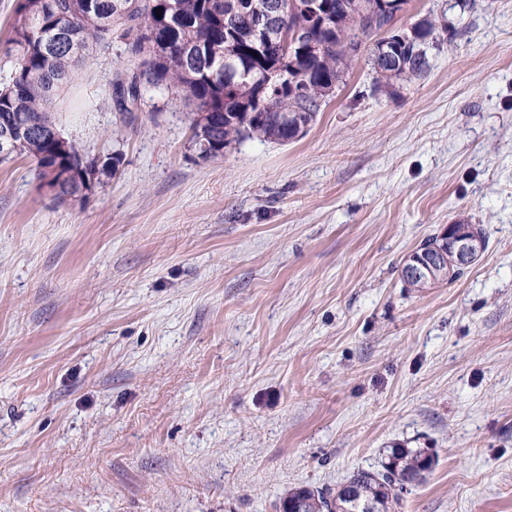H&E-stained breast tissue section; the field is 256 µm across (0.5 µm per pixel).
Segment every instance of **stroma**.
<instances>
[{"mask_svg": "<svg viewBox=\"0 0 512 512\" xmlns=\"http://www.w3.org/2000/svg\"><path fill=\"white\" fill-rule=\"evenodd\" d=\"M457 26L421 77L367 58L307 131L201 161L191 104L118 112L115 42L58 98L120 152L85 202L0 163V512H275L386 448L437 463L399 512H512V0H411ZM487 248L435 288L405 257ZM440 235L448 238V254L444 252H439V255L412 254L406 267L407 274L415 278L431 277L435 265L438 262L440 263L442 259H445L451 265H444L433 280L426 283H409V286L413 288H434L449 280H454L464 273V271L456 269L452 264L459 268H466L478 259L483 245L480 235L471 227L459 222L446 224Z\"/></svg>", "mask_w": 512, "mask_h": 512, "instance_id": "1", "label": "stroma"}]
</instances>
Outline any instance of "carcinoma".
<instances>
[{"label": "carcinoma", "instance_id": "cac0c4a2", "mask_svg": "<svg viewBox=\"0 0 512 512\" xmlns=\"http://www.w3.org/2000/svg\"><path fill=\"white\" fill-rule=\"evenodd\" d=\"M324 17L313 22L306 14L307 0H16L9 52L16 64L8 84L0 87V116L17 126L56 123V97L70 82L77 55L109 46L131 30L130 23L145 26L148 47L135 69H121L113 80L120 111L141 106L145 87H163L191 102V145L215 159L245 140L288 143L292 138L290 107L312 123L330 92L344 83L356 56L345 50L355 42L375 60L391 57L388 65L373 69L375 85L389 86L427 72L429 51L451 41L453 22L429 17L386 40L380 37L386 18L377 23L369 14L379 0H321ZM277 8V29L301 32L293 56L268 31H255L254 20ZM248 68L259 75L277 70L293 78L302 90L290 96V84L278 90L253 81L240 84L234 73ZM16 155L36 163L41 178L59 168L88 171L93 176L114 175L122 154L92 156L75 144L63 155L53 145L34 139ZM463 271L445 265L426 282L413 288H433L460 277ZM436 456L428 448L387 449L380 469L359 470L349 481L360 485L372 512H397L395 488L421 482L433 470ZM293 512H355L341 490L302 487L285 493L279 507Z\"/></svg>", "mask_w": 512, "mask_h": 512}]
</instances>
